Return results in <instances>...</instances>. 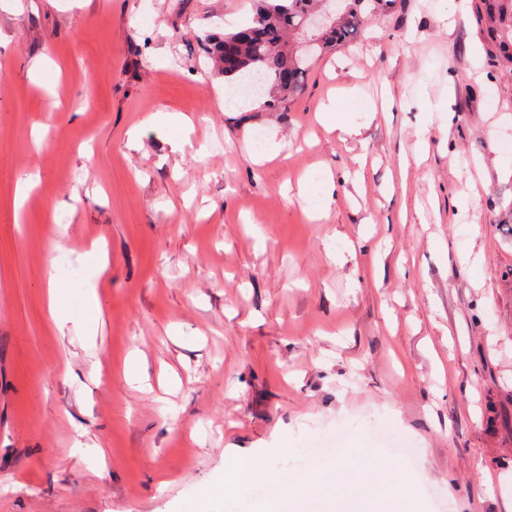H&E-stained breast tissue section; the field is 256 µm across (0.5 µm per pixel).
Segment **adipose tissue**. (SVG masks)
Listing matches in <instances>:
<instances>
[{"label": "adipose tissue", "mask_w": 512, "mask_h": 512, "mask_svg": "<svg viewBox=\"0 0 512 512\" xmlns=\"http://www.w3.org/2000/svg\"><path fill=\"white\" fill-rule=\"evenodd\" d=\"M81 262L88 276L83 283V306L80 311L66 307L64 300L68 285L59 279L53 266L48 269L49 309L58 329L70 326L77 334L86 336L95 321L94 314L99 310L97 281L107 267V257L96 247L82 255ZM346 457V451H337L315 474L296 486L286 488V499L295 501L300 512H373L374 504L385 497L396 504V512H412L410 495L404 487L377 486L352 478L346 466ZM268 474L269 469L263 462L256 461L244 466L236 460H227L223 480L200 487L196 500L203 503L242 494Z\"/></svg>", "instance_id": "obj_1"}]
</instances>
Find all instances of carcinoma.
Returning <instances> with one entry per match:
<instances>
[{
  "label": "carcinoma",
  "instance_id": "obj_1",
  "mask_svg": "<svg viewBox=\"0 0 512 512\" xmlns=\"http://www.w3.org/2000/svg\"><path fill=\"white\" fill-rule=\"evenodd\" d=\"M326 0H254L247 29L209 39L208 55L216 62L214 74L237 81L257 79L267 88L263 106L280 112L299 95L312 65L330 51L361 36L376 18L391 11L396 0H344V7L327 26L311 36L308 17ZM473 12L483 33L490 61L512 71V0H474Z\"/></svg>",
  "mask_w": 512,
  "mask_h": 512
}]
</instances>
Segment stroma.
<instances>
[{
	"label": "stroma",
	"mask_w": 512,
	"mask_h": 512,
	"mask_svg": "<svg viewBox=\"0 0 512 512\" xmlns=\"http://www.w3.org/2000/svg\"><path fill=\"white\" fill-rule=\"evenodd\" d=\"M471 4L398 0L269 112L222 107L202 50L252 0H0V512H189L229 452L271 474L213 510L251 512L333 437L418 512H512V76ZM316 168L341 184L313 220L288 187ZM99 240L90 357L47 271L80 306ZM81 262L85 269L89 271V275L81 287L85 288L83 294L84 308H80L79 313L75 314L72 307H66L64 300L66 290L70 286L59 279L56 263L52 260L48 269L49 309L60 331L71 324L77 335L87 336V345L93 347L95 342L94 337L90 334V327L101 315L96 293V281L99 280L107 267V257L100 248L94 246L91 252L81 256ZM89 312L93 314L89 315Z\"/></svg>",
	"instance_id": "stroma-1"
}]
</instances>
